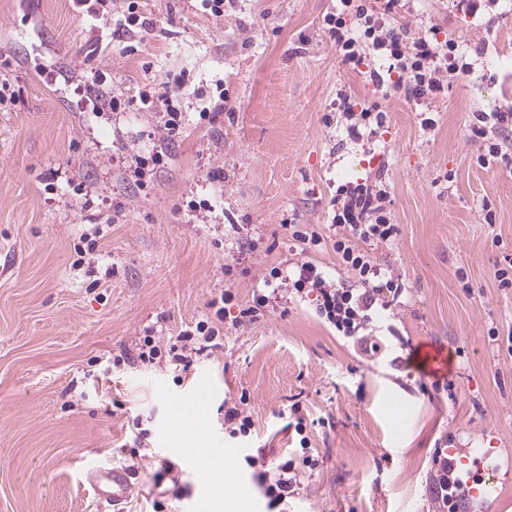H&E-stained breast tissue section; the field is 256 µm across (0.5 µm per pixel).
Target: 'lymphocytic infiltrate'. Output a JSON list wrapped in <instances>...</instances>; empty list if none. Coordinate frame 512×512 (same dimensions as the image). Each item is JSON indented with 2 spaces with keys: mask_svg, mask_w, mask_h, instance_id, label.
<instances>
[{
  "mask_svg": "<svg viewBox=\"0 0 512 512\" xmlns=\"http://www.w3.org/2000/svg\"><path fill=\"white\" fill-rule=\"evenodd\" d=\"M82 3L91 16L113 21L117 32L125 35H142L151 26L139 11L138 0H82ZM400 6L401 0H383L378 7L370 0H338L335 11L324 16L323 27L333 39L342 62L361 68L364 82L374 85L376 90L389 85L411 98L436 97L445 86L470 73L471 67L458 62V45L454 40L416 37L408 25L396 22ZM370 50L387 61L386 71L363 69ZM337 107L351 138H363L384 123L385 115L377 106L354 110L347 92H340ZM476 118L478 123L471 133L475 140L482 142L484 151L479 161L487 165L503 152L502 144L491 141L489 132L511 125L512 113L480 112ZM387 199L386 190L373 181L339 186L331 218L337 230L335 239L326 241L321 233L301 224L293 225L291 236L308 251L332 247L347 273L346 278L328 279L308 261L292 270L272 268L269 277L276 280V287L256 289L251 300L240 309L238 324L251 325L265 320L279 303L307 299L313 302L321 319L353 341L362 353L380 352L382 344L372 329L374 318L379 311L391 308L404 292L398 277L374 262L369 253L370 247L389 243L398 234L397 225L390 221ZM223 331V326L213 321H200L180 331L169 346L174 361L182 370H189L194 357L206 352ZM291 411L296 417L294 430L300 436L302 454H290L271 464L251 454L244 457L273 512L299 494L302 473L320 464L307 449L304 415L296 405ZM477 480V474L463 468L457 457L438 450L429 478L437 512H462L470 502L469 491Z\"/></svg>",
  "mask_w": 512,
  "mask_h": 512,
  "instance_id": "f902f5d3",
  "label": "lymphocytic infiltrate"
}]
</instances>
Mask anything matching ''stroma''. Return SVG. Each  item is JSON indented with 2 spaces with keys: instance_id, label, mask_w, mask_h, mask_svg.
Masks as SVG:
<instances>
[{
  "instance_id": "1",
  "label": "stroma",
  "mask_w": 512,
  "mask_h": 512,
  "mask_svg": "<svg viewBox=\"0 0 512 512\" xmlns=\"http://www.w3.org/2000/svg\"><path fill=\"white\" fill-rule=\"evenodd\" d=\"M335 8L226 0L215 18L200 0H142L154 27L139 41L111 37L77 0H0V80L14 93L0 109V512H98L89 475L112 466L134 484L124 512L157 500L207 512L217 487L192 448L228 451L233 494L268 512L243 458L298 450L295 403L320 465L288 512H435L428 475L448 440L512 467V289L494 278L512 253V149L481 166L470 133L476 113H512V0L472 17L405 0L412 34L456 41L473 66L424 102L373 91L341 62L323 28ZM96 77L121 110L88 93ZM164 84L190 90L186 126L141 188L128 162L156 148L161 118L139 95ZM342 89L384 111L372 138L337 129ZM375 176L398 235L371 255L409 290L377 320L382 352L361 354L306 302L238 325L281 263L342 276L332 249L303 252L288 227L333 236L337 187ZM202 199L209 210L192 211ZM225 291L223 346L186 372L130 361L147 331L178 335ZM430 344L451 353L447 374L421 368ZM243 394L254 427L233 439L224 404ZM182 398L199 404L201 432H170Z\"/></svg>"
}]
</instances>
